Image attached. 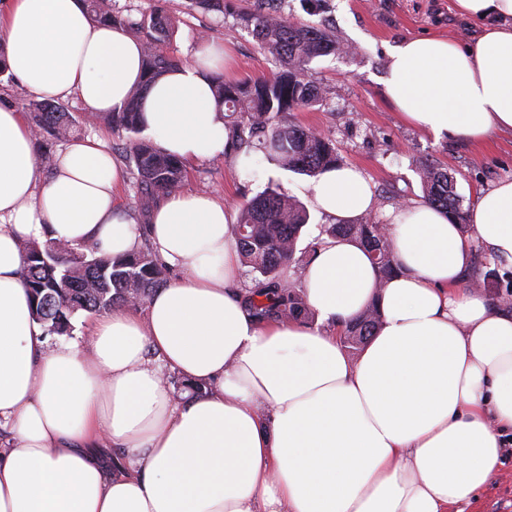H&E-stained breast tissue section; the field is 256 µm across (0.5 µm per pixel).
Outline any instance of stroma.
Masks as SVG:
<instances>
[{
  "mask_svg": "<svg viewBox=\"0 0 512 512\" xmlns=\"http://www.w3.org/2000/svg\"><path fill=\"white\" fill-rule=\"evenodd\" d=\"M257 3L224 0V13L218 16L197 9L192 0H113L115 10L136 18L165 9L174 20L166 51L178 62L192 60L200 35L217 37L233 58L224 74L232 82L264 79L277 69L242 18ZM269 7L292 21L330 29L341 46L306 72L325 91L323 102L291 113L290 119L330 139L341 164L357 165L371 179L377 199L371 219L386 222L392 207L421 200L417 170L424 162L453 175L467 209L480 189L512 176L511 132L494 134L479 146L463 139L438 140L404 123L384 97L389 47L420 36L467 43L479 35V25L459 14L455 0H271ZM307 182L255 151L245 169L232 157L186 166L183 187L222 195L236 208L270 187L303 198ZM467 512H512V446L500 473Z\"/></svg>",
  "mask_w": 512,
  "mask_h": 512,
  "instance_id": "stroma-1",
  "label": "stroma"
}]
</instances>
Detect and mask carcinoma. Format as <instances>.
Instances as JSON below:
<instances>
[{
	"label": "carcinoma",
	"mask_w": 512,
	"mask_h": 512,
	"mask_svg": "<svg viewBox=\"0 0 512 512\" xmlns=\"http://www.w3.org/2000/svg\"><path fill=\"white\" fill-rule=\"evenodd\" d=\"M86 5L93 20L119 23L142 35V68L147 80L175 65L164 52L173 26L163 11L154 10L133 20L116 12L112 0H86ZM242 19L253 25L260 48L279 63V70L254 82L232 83L214 77L217 102L234 116L228 125L232 147L237 152L256 147L283 168L310 177L337 166L336 148L330 140L286 119L287 114L323 99L322 89L306 80L304 72L314 59L336 53V36L259 7L243 14ZM145 90L144 86L135 89L123 111L97 115L94 122L128 133L124 152L133 168L136 194L147 209L160 195L181 190L184 171L179 159L140 136ZM25 109L33 114L36 162L46 166L54 146L69 141L76 131V120L53 99L30 100ZM418 174L424 201L450 213L460 229L467 231L468 212L453 177L432 163L420 166ZM308 221L309 215L297 200L274 189L245 203L239 211L233 232L252 281L250 287L241 289L242 301L259 322H309L314 318L296 286L306 264L303 257L296 256L297 244ZM325 233L361 246L376 266L380 283H387L397 272L389 239L375 222L364 218L354 224H331ZM23 250L22 279L31 296L33 315L51 335L70 334L71 319L79 311L106 313L118 304H142L167 283V267L146 238L136 251L113 257L97 254L93 246L76 252L55 241L35 238L25 241ZM380 321L379 308H367L349 323L342 342L348 348L361 349Z\"/></svg>",
	"instance_id": "obj_1"
}]
</instances>
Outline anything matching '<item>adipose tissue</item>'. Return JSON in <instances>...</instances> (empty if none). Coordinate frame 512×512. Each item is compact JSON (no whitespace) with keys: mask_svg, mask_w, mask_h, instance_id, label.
I'll list each match as a JSON object with an SVG mask.
<instances>
[{"mask_svg":"<svg viewBox=\"0 0 512 512\" xmlns=\"http://www.w3.org/2000/svg\"><path fill=\"white\" fill-rule=\"evenodd\" d=\"M486 30L465 45H396L385 91L435 139L512 130V0H456ZM142 44L91 20L84 0H0V60L38 98L122 111L143 82ZM227 62L204 39L159 76L142 133L187 164L231 134L212 78ZM18 105L0 102V512H465L503 464L512 434V308L465 275L477 248L512 263V177L481 190L461 232L442 210L392 208L399 271L379 285L356 243L327 239L302 288L316 325L259 322L236 285L233 212L179 191L151 214L175 277L143 308L91 316L85 344L50 346L21 271L29 238L136 249L120 206L125 172L99 137L62 144L48 167ZM318 214L351 224L375 210L354 166L306 186ZM381 323L357 356L340 341L369 305ZM203 385L184 400L168 382Z\"/></svg>","mask_w":512,"mask_h":512,"instance_id":"adipose-tissue-1","label":"adipose tissue"}]
</instances>
